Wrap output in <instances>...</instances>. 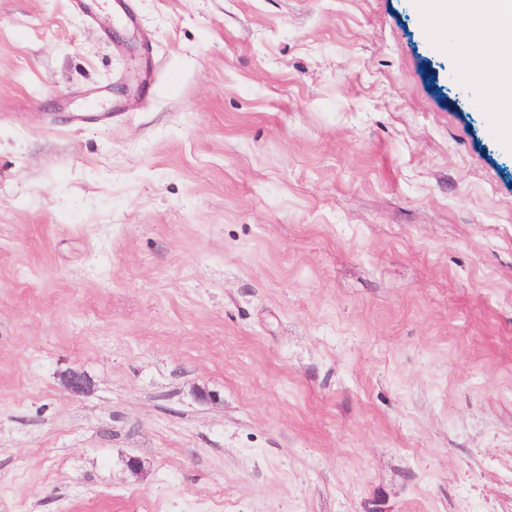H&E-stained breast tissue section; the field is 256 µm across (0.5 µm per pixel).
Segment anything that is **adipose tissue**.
<instances>
[{
    "label": "adipose tissue",
    "instance_id": "1",
    "mask_svg": "<svg viewBox=\"0 0 512 512\" xmlns=\"http://www.w3.org/2000/svg\"><path fill=\"white\" fill-rule=\"evenodd\" d=\"M437 22L454 27L471 20V37L496 47L492 65L475 71L473 81L493 99L512 95V0H437Z\"/></svg>",
    "mask_w": 512,
    "mask_h": 512
}]
</instances>
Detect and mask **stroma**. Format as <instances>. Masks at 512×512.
<instances>
[{
	"mask_svg": "<svg viewBox=\"0 0 512 512\" xmlns=\"http://www.w3.org/2000/svg\"><path fill=\"white\" fill-rule=\"evenodd\" d=\"M109 2L0 0V512H512L489 57L423 0Z\"/></svg>",
	"mask_w": 512,
	"mask_h": 512,
	"instance_id": "1",
	"label": "stroma"
}]
</instances>
